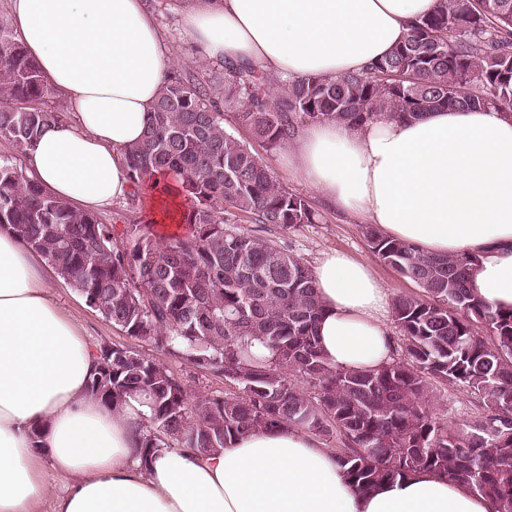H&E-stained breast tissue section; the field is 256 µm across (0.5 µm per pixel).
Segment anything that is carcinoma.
I'll return each instance as SVG.
<instances>
[{
    "label": "carcinoma",
    "mask_w": 512,
    "mask_h": 512,
    "mask_svg": "<svg viewBox=\"0 0 512 512\" xmlns=\"http://www.w3.org/2000/svg\"><path fill=\"white\" fill-rule=\"evenodd\" d=\"M439 0L363 72L281 80L223 62L213 81L186 64L166 76L143 139L125 150L128 177L150 186L181 176L185 230L160 241L136 224L118 229L76 209L0 156V228L10 230L128 336L224 376V395L192 394L148 354L101 345L88 392L116 409L144 395L139 456L163 448L208 456L260 429L336 433L337 463L362 493L428 470L463 482L512 512V310L476 297L477 257L425 254L362 225L371 251L422 289L392 304L396 357L370 371L332 368L318 324L325 313L311 268L288 247L227 223L283 229L313 224L308 201L278 183L249 145L224 128L221 106L272 150L300 126L363 127L443 109L512 112V0ZM13 31L0 22V140L23 156L60 113ZM467 391L482 413L451 428L430 410L438 387Z\"/></svg>",
    "instance_id": "cac0c4a2"
}]
</instances>
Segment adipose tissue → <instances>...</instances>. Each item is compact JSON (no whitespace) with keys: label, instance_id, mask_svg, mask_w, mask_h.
I'll list each match as a JSON object with an SVG mask.
<instances>
[{"label":"adipose tissue","instance_id":"1","mask_svg":"<svg viewBox=\"0 0 512 512\" xmlns=\"http://www.w3.org/2000/svg\"><path fill=\"white\" fill-rule=\"evenodd\" d=\"M438 0H209L184 25L201 55L285 79L336 77L385 56ZM11 25L75 119L48 128L28 161L48 191L83 210L127 197L124 160L139 143L172 67L143 0H11ZM299 179L337 209L360 215L424 252L474 253L475 295L512 308V114L439 109L354 128H299L284 154ZM154 223L176 231L179 179L161 177ZM313 277L326 313V362L369 370L390 362L388 295L370 265L333 251ZM97 356L46 288L44 268L0 231V512H39L48 499L36 447L69 476L52 512H496L494 501L430 471L356 490L333 449L282 426L239 437L218 453L167 448L142 466L150 413L133 396L111 410L87 384ZM40 440H33V429Z\"/></svg>","mask_w":512,"mask_h":512}]
</instances>
